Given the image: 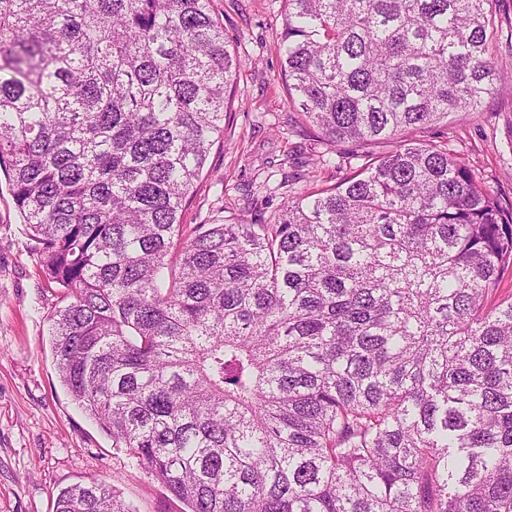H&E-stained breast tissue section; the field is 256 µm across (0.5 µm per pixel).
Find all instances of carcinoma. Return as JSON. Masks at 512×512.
Listing matches in <instances>:
<instances>
[{
  "mask_svg": "<svg viewBox=\"0 0 512 512\" xmlns=\"http://www.w3.org/2000/svg\"><path fill=\"white\" fill-rule=\"evenodd\" d=\"M211 0H0V168L73 400L187 512H512V200L400 140L271 224L181 223L237 61ZM322 139L478 112L493 0H286ZM56 512H130L105 482Z\"/></svg>",
  "mask_w": 512,
  "mask_h": 512,
  "instance_id": "cac0c4a2",
  "label": "carcinoma"
}]
</instances>
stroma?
<instances>
[{"mask_svg":"<svg viewBox=\"0 0 512 512\" xmlns=\"http://www.w3.org/2000/svg\"><path fill=\"white\" fill-rule=\"evenodd\" d=\"M211 9L240 67L224 142L212 147L183 223L247 224L258 207L275 219L289 194L333 187L364 158L395 149L392 141L327 144L289 104L282 0H212ZM404 137L445 145L494 195L512 200V80L497 84L483 111L452 114ZM322 154L335 167L316 168ZM33 246L0 173V512H55L60 489L92 479L109 484L132 512H184L62 386L48 334L58 294Z\"/></svg>","mask_w":512,"mask_h":512,"instance_id":"stroma-1","label":"stroma"}]
</instances>
